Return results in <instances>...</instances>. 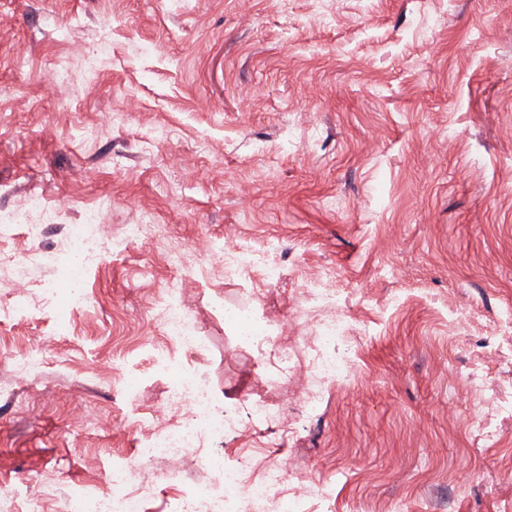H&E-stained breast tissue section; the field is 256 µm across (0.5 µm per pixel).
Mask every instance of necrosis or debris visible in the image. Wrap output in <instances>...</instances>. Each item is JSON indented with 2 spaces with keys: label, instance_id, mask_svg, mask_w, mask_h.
<instances>
[{
  "label": "necrosis or debris",
  "instance_id": "4bbe7bcc",
  "mask_svg": "<svg viewBox=\"0 0 512 512\" xmlns=\"http://www.w3.org/2000/svg\"><path fill=\"white\" fill-rule=\"evenodd\" d=\"M99 225L98 208L87 209L82 224L76 226L68 239L65 258L45 254L42 262L56 268L62 278H73L75 268L93 261L105 247ZM162 319L169 336L184 346L192 345L193 324L181 301L178 285H170L167 290ZM317 331V344L304 352L311 369L305 397L310 407L320 402L328 386L344 377L349 364L348 358L340 352L346 340L345 319L321 320ZM164 369L172 376L169 399L184 410L179 423L143 441L136 460L126 463L113 479L109 494L81 496L82 512H145L144 494L127 489L136 472L156 460L168 461L179 469L197 467L200 461L191 451L199 447L205 437L228 435L238 430L237 417L217 407L205 380L196 373L173 368L169 363ZM251 468V457L239 455L231 465L220 467L217 481L188 485L173 512H240L244 506L250 512H303L301 498L285 500L276 492L282 481V465L270 466L260 481L250 479Z\"/></svg>",
  "mask_w": 512,
  "mask_h": 512
}]
</instances>
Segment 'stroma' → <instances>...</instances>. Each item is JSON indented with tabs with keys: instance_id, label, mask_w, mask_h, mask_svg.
Wrapping results in <instances>:
<instances>
[{
	"instance_id": "obj_1",
	"label": "stroma",
	"mask_w": 512,
	"mask_h": 512,
	"mask_svg": "<svg viewBox=\"0 0 512 512\" xmlns=\"http://www.w3.org/2000/svg\"><path fill=\"white\" fill-rule=\"evenodd\" d=\"M34 194L58 218L0 239V300L31 303L0 324V512L109 491L179 417L166 358L217 403L279 404L201 453L293 459L307 512H512V0H0V212ZM91 206L104 239L148 234L43 310L69 283L32 258ZM216 245L280 280L225 276ZM173 280L190 348L160 317ZM244 305L288 343L346 318L355 360L317 409ZM214 477L145 466L146 512ZM232 316L240 323L247 339L257 348H262L273 341V337L267 335L266 330L257 322L251 310L241 308Z\"/></svg>"
}]
</instances>
